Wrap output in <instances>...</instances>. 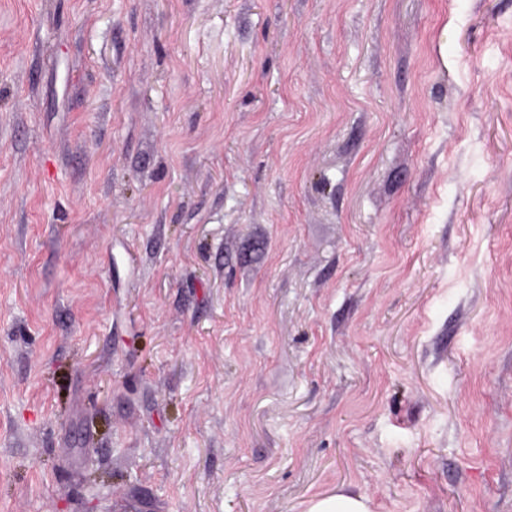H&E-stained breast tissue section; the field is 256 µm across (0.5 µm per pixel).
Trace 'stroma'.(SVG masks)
<instances>
[{"label":"stroma","mask_w":512,"mask_h":512,"mask_svg":"<svg viewBox=\"0 0 512 512\" xmlns=\"http://www.w3.org/2000/svg\"><path fill=\"white\" fill-rule=\"evenodd\" d=\"M512 512V0H0V512ZM307 512H371V509L368 498L336 491L316 496Z\"/></svg>","instance_id":"35a3bbf8"}]
</instances>
